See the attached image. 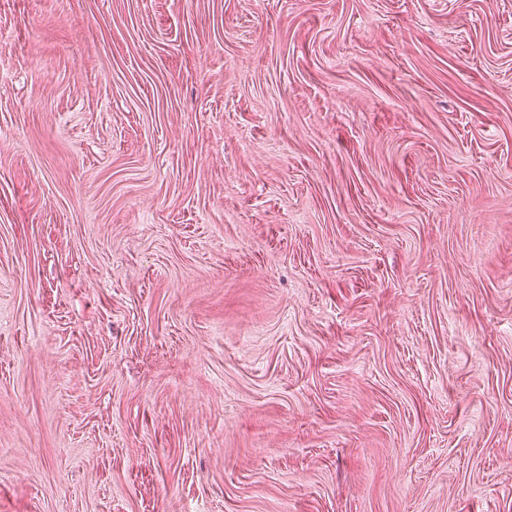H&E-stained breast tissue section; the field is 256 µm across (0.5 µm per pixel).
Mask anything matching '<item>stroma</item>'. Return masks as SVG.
Instances as JSON below:
<instances>
[{
    "label": "stroma",
    "instance_id": "35a3bbf8",
    "mask_svg": "<svg viewBox=\"0 0 512 512\" xmlns=\"http://www.w3.org/2000/svg\"><path fill=\"white\" fill-rule=\"evenodd\" d=\"M0 512H512V0H0Z\"/></svg>",
    "mask_w": 512,
    "mask_h": 512
}]
</instances>
